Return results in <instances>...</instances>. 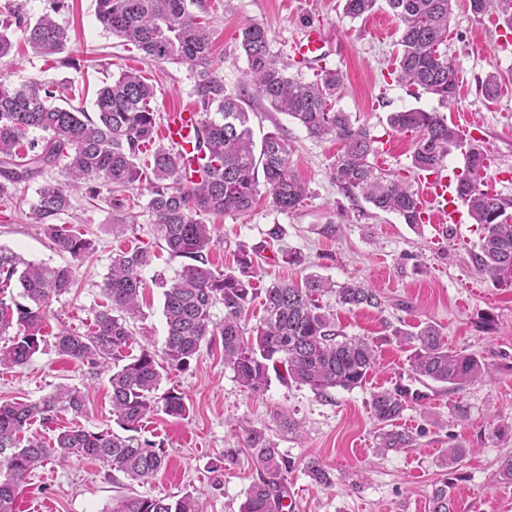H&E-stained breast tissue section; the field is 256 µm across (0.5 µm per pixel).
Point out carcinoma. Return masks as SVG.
I'll list each match as a JSON object with an SVG mask.
<instances>
[{
  "label": "carcinoma",
  "mask_w": 512,
  "mask_h": 512,
  "mask_svg": "<svg viewBox=\"0 0 512 512\" xmlns=\"http://www.w3.org/2000/svg\"><path fill=\"white\" fill-rule=\"evenodd\" d=\"M97 17L112 36L133 45L144 57L159 63L187 67L200 122L193 131L192 151L158 145L141 162V154L158 137L161 117L152 106L153 84L136 72L121 70L101 87L94 102L95 116L67 103L62 90L32 80L15 85L0 79V203L13 201L19 186L41 180L31 207V223L39 224L59 254L73 259L94 251L92 240L66 225L72 194L85 191L103 197L111 210L131 208L126 191L146 183L155 237L173 259L181 260L175 277L162 283L163 315L167 336L161 352L137 343L129 321L143 315L141 271L151 263L141 247L112 257L103 282L110 305L98 311L85 331L61 328L49 331L50 306L76 284L71 265H36L0 246V368L28 363L40 351L44 337L54 336L62 356L90 368L112 370V421L125 434L72 427L49 440L25 438L32 422H48L62 413L75 417L87 411L84 392L60 384L36 401L0 404V512H16L17 489L32 472L48 461L65 465L81 458L94 459L123 473L138 484L148 481L166 465L163 451L140 441L134 433L143 420L161 411L184 418L189 412L185 396L175 388L158 394L163 374L186 369L204 341L219 336L224 365L245 391L261 395L268 388L269 371L287 384L306 387L317 396L331 388L353 390L363 386L376 365V352L364 337H345L336 316L322 297L333 294L342 307L385 305L376 288L359 281L333 282L316 274L302 285L273 283L254 287L253 257L239 245L235 266L224 271L211 267L209 252L215 245V226L204 215L242 214L253 207L260 190L273 209L292 212L308 197V187L291 167L293 146L283 129L267 133L257 145L244 104L267 102L276 112L295 120L318 139L333 137L342 144L332 168L338 191L351 201L363 200L371 208L399 216L404 223H423L418 191L395 173L376 164L378 140L351 116L336 108L343 74L323 70L307 82L289 72L290 66L272 50L268 30L248 20L240 28L238 48L247 64L245 84L236 92L224 86L211 65L207 23L191 10L198 0H96ZM379 0H345L344 17L354 21L371 14ZM401 30V51L391 74L437 99L448 109L456 101L458 69L448 51V27L453 0H385ZM476 15L495 13L512 33V0H469ZM21 29L35 54L53 57L58 66L79 70L84 59L68 50V30L49 13L33 22L16 14L0 22V64L13 48L11 27ZM389 126L415 134L411 167L431 173L443 164L452 148L462 152L465 171L456 194L474 223L481 226L478 272L498 287H512V200L487 189L489 160L484 142L439 112L413 108L392 112ZM63 180L47 178L53 169ZM263 292L264 316L245 335L243 320L250 303ZM224 306V318L212 319L211 309ZM410 346L414 375L461 391L488 371L480 355L452 351L440 329L426 323L417 331H397ZM371 411L379 425V448L384 451L414 446L409 431L395 421L406 402L395 390L372 394ZM248 447L258 472L240 512H283L287 498L284 472L290 463L278 449L249 436ZM112 512H206L201 497L186 492L179 497L128 495L118 499ZM432 512H455L448 483L432 493Z\"/></svg>",
  "instance_id": "1"
}]
</instances>
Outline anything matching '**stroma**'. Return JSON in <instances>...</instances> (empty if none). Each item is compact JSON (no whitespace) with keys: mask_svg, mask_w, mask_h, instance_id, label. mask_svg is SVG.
<instances>
[{"mask_svg":"<svg viewBox=\"0 0 512 512\" xmlns=\"http://www.w3.org/2000/svg\"><path fill=\"white\" fill-rule=\"evenodd\" d=\"M344 0H203L198 14L211 31L212 65L224 85L237 89L246 80V63L236 51L239 27L245 20L262 23L270 32L272 48L293 63L308 81L322 69H337L344 76L338 108L349 112L356 124L368 128L379 142L378 161L399 174L415 189L422 177L411 167L414 134L390 128V113L422 108L438 102L427 94L396 83L387 75L398 50L400 31L388 9L349 21ZM448 31V55L459 70L455 106L446 117L466 126L469 115L481 119L479 133L489 151L487 185L512 199V43H502L501 20L474 15L466 0H455ZM70 29L71 48L86 64L75 71L55 67L32 52L20 31H13L14 47L0 76L21 84L31 80L62 83L72 88L73 106L92 110L97 90L119 69H134L156 88L158 113L193 105V79L185 67L158 64L142 58L133 46L105 31L96 16L95 0H69L56 16ZM320 25L332 44L322 65L295 62L291 44L309 24ZM500 75L496 101L484 99L481 83L487 75ZM255 138L283 127L294 146L292 167L309 188V195L294 212H279L259 201L250 212L227 215L216 222L219 242L209 259L224 269L234 260L239 245L257 248L254 284L263 288L278 280L298 282L310 273L336 282L357 278L380 289L383 309L336 308V323L347 336L373 340L379 365L363 387L335 388L320 397L308 388L272 380L268 390L255 396L236 381L224 365L220 341L204 343L183 371L170 372L163 388L183 392L188 416L159 413L144 420L139 433L162 448L168 462L142 484L91 459L65 465L48 463L37 468L17 500L20 512H109L115 501L135 493L176 496L202 495L207 512H239L258 474L247 440L251 432L263 434L280 455L289 460L288 495L294 512H430L435 485H452L456 512H512V482L501 481L498 464L512 453V432L491 433L493 423L512 425V288H498L476 270L481 229L469 216L445 227L425 223L413 229L394 214L361 210L344 198L332 182L331 170L340 151L336 140L310 137L288 116L265 102L247 103ZM136 200L125 214L133 233L116 236L114 213L104 199L75 195L70 222L94 240L96 250L77 261V284L71 293L53 302L52 327L87 326L106 300L101 287L116 253L146 247L155 257L142 271L145 281L140 319L132 330L139 344L162 350L166 323L162 314L161 278L173 277L179 260L159 248L146 210V186L134 190ZM36 200V187L22 185L15 202L0 206V245L8 246L36 264L68 263L56 253L42 229L27 215ZM281 225L280 241L267 239L272 225ZM302 253L307 263L282 262L283 251ZM424 323L437 325L450 349L486 358L489 369L482 381L462 391L434 385V396L424 404L407 406L398 421L412 432L414 447L380 453L378 425L370 410L373 392L390 389L398 374L410 373L409 347L400 344L397 330H413ZM60 384L75 385L85 393L88 411L76 417L61 414L53 423H33L28 433L47 439L54 429L81 426L102 430L111 425L108 374L58 355L53 345L24 366L0 370V404L37 400ZM291 415L301 428L291 434L279 424ZM463 448L457 464H449L448 449ZM321 461L332 485L309 477V459Z\"/></svg>","mask_w":512,"mask_h":512,"instance_id":"35a3bbf8","label":"stroma"}]
</instances>
